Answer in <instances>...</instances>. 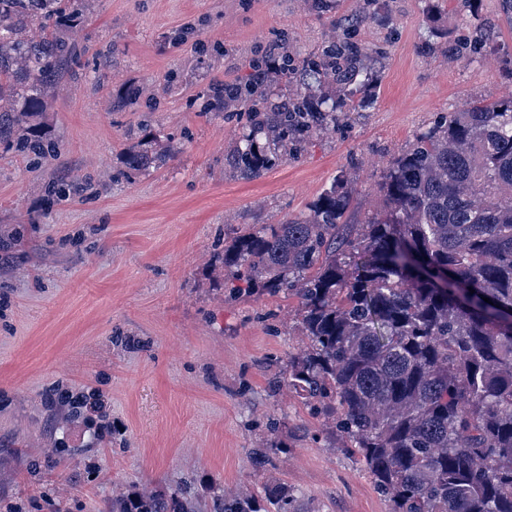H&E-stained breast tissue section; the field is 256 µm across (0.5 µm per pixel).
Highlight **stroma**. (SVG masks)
<instances>
[{"instance_id":"obj_1","label":"stroma","mask_w":512,"mask_h":512,"mask_svg":"<svg viewBox=\"0 0 512 512\" xmlns=\"http://www.w3.org/2000/svg\"><path fill=\"white\" fill-rule=\"evenodd\" d=\"M80 63L25 122L55 157L0 146V501L23 512H111L131 491L214 512L225 489L288 486L296 512H389L359 459L295 394L275 388L304 338L297 301L241 293L224 245L305 211L353 177L350 224L383 211L390 163L436 115L512 93L499 0H84ZM360 15L334 33L331 18ZM484 26L496 49L457 57ZM370 58L355 110L260 177L228 157L243 112H207L267 45L314 60L333 39ZM139 89L136 104L118 99ZM170 148L132 172L126 149ZM63 384L101 389L112 436L51 407ZM272 449L255 470L252 451Z\"/></svg>"}]
</instances>
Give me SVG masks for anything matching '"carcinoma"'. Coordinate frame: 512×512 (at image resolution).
Here are the masks:
<instances>
[{
	"label": "carcinoma",
	"mask_w": 512,
	"mask_h": 512,
	"mask_svg": "<svg viewBox=\"0 0 512 512\" xmlns=\"http://www.w3.org/2000/svg\"><path fill=\"white\" fill-rule=\"evenodd\" d=\"M80 0H0V144L50 154L19 130L42 90L77 60L66 33ZM362 54L332 44L299 66L271 106L268 76L215 88L204 110H247L229 162L246 177L274 166L298 133L336 126L328 98L306 82L348 85ZM166 160L129 151L127 168ZM339 177L280 224L224 246L246 290L298 299L308 343L280 386L332 420L389 512H512V98L443 113L387 168L384 212L345 224L351 192ZM490 302H485L484 298ZM287 486H241L215 512H294ZM112 512H192L175 493L112 500Z\"/></svg>",
	"instance_id": "carcinoma-1"
}]
</instances>
